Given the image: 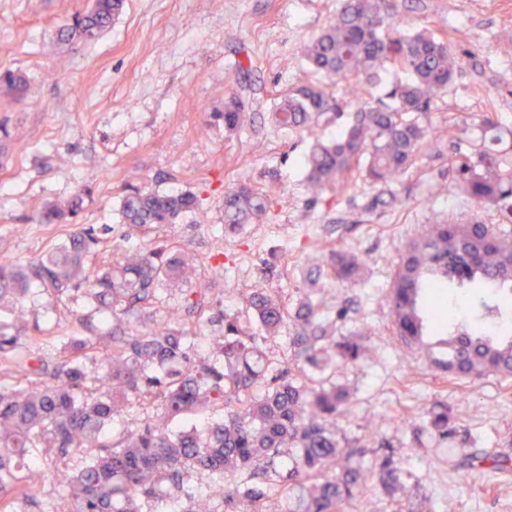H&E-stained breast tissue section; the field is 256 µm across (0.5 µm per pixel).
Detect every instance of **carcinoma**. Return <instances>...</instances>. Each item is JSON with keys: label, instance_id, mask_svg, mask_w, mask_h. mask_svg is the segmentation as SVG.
<instances>
[{"label": "carcinoma", "instance_id": "obj_1", "mask_svg": "<svg viewBox=\"0 0 512 512\" xmlns=\"http://www.w3.org/2000/svg\"><path fill=\"white\" fill-rule=\"evenodd\" d=\"M122 7L123 0H92L59 34L95 40ZM304 55L328 79L361 77L375 87L382 70L404 74L351 109L318 83L280 94L272 112L279 127L304 131L342 121L339 136L314 142L304 158L309 192L317 198L361 177L381 187L368 208L404 202L391 185L435 134L420 115L460 72L461 56L427 28L400 29L393 0H344ZM0 86L18 101L29 97L18 72L1 73ZM215 117L227 134L251 123L238 94L226 97ZM484 126L478 143L455 149L451 172L463 193L512 224V152L497 146L501 134L487 133L493 122ZM86 193L46 202L31 217L76 225L61 244L36 260H0V512H153L162 501L178 512H341L370 477L392 497L391 512H405L395 495L407 491L410 473L397 452L349 440L333 427L350 397L336 384V369L364 358L368 333L338 335L347 310L327 305L316 286L322 277L360 284L362 259L338 248L329 261L312 264L292 306L261 285L237 310L215 299L209 321L220 333L205 351L193 321L204 304L174 287L194 279L209 290L212 274L171 241L121 250L95 228L75 224ZM269 204L254 185L229 190L224 233L236 235L266 216ZM198 208L190 191L130 186L119 214L127 232L152 241ZM455 281L512 294V230L448 222L408 241L387 290L392 336L426 353L455 382L487 374L512 379V313L481 300L467 320L446 318L431 296ZM43 295L63 305L78 299L83 310L35 358L29 342L42 328L26 307ZM285 331L288 356L279 359L266 342ZM421 418L412 431L451 446L456 467L512 469L506 455L456 447L459 426L448 407L432 404ZM217 478L224 480L218 498L210 485ZM49 482L58 488L45 494Z\"/></svg>", "mask_w": 512, "mask_h": 512}]
</instances>
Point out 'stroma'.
<instances>
[{
    "label": "stroma",
    "instance_id": "35a3bbf8",
    "mask_svg": "<svg viewBox=\"0 0 512 512\" xmlns=\"http://www.w3.org/2000/svg\"><path fill=\"white\" fill-rule=\"evenodd\" d=\"M90 0H0V70L23 73L27 102L0 87V258H37L66 238L70 226L35 224L36 205L87 188L82 224L119 244L116 214L126 185L190 191L196 213L166 228L198 259L228 255L227 270L206 301L239 307L256 281L296 300L312 249L344 247L364 264L355 287L326 283L324 299L348 306L341 334L367 329L370 355L338 369L350 391L336 431L402 450L400 465L437 512H512V471L458 469L447 448L426 440L406 451L423 407L441 402L477 440V450L512 456V381L489 375L457 385L390 334L386 286L400 251L422 225L437 220L495 223L460 193L448 173L453 146L444 129L473 139L476 122L493 115L512 128V0H399L402 29L452 34L465 65L434 101L426 121L437 136L402 181L404 204L365 211L377 186L357 179L312 199L301 160L316 135L274 126L276 94L313 80L303 50L340 8V0H125L110 30L93 43L56 39ZM242 70H232L234 62ZM253 100V127L229 135L217 112L225 97ZM238 183L270 193L266 218L233 239L224 235V192Z\"/></svg>",
    "mask_w": 512,
    "mask_h": 512
}]
</instances>
